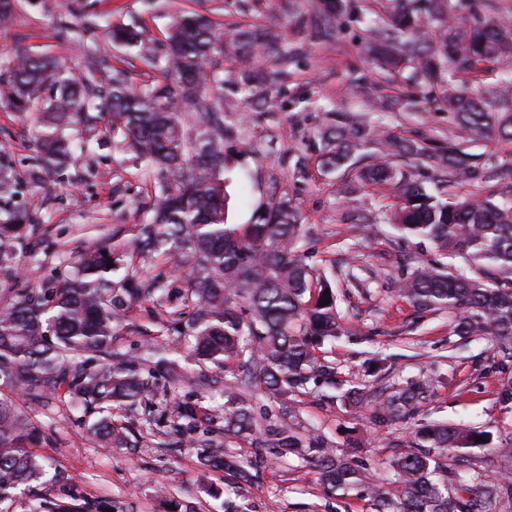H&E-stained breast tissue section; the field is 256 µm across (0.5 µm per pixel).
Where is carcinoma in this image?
<instances>
[{
	"label": "carcinoma",
	"instance_id": "1",
	"mask_svg": "<svg viewBox=\"0 0 512 512\" xmlns=\"http://www.w3.org/2000/svg\"><path fill=\"white\" fill-rule=\"evenodd\" d=\"M414 2L396 0L378 54L389 71L414 65L425 95L442 101L464 139L433 153L424 140L399 142L376 126L337 113L336 123L320 131L321 162L343 170L345 177L353 173L371 185L396 189L390 219L397 228L463 261L460 270L414 267L399 288L401 295L421 310L453 312L459 336L511 343L512 188L503 197L497 190L461 197L458 189L491 178L490 157L470 152V143L487 137L512 143V94L500 93L499 107L490 109L478 79L488 67L512 61V37H506L501 22L512 9L504 6L506 0H428V11L441 25L431 41L422 38ZM325 6L317 34L329 39L348 4L325 0ZM99 30L93 18L77 28L59 22L58 36L83 45L79 78L57 58L26 53L15 55L0 72V103L32 120L34 152L23 176L0 156V211L7 214L0 221V268L13 267L17 245L30 242L37 225L16 202L19 187L41 185L44 174L67 168L75 154L74 131L88 144L122 145L152 184L150 217L135 225L130 240L113 231L112 243L78 253L53 279L0 306V388L36 403L64 399L95 417L88 428L94 441L128 447L132 428L121 420V412L149 404L150 379L162 372L172 378L179 367L164 345L127 350L116 344L123 332L151 335L128 318L145 301L151 303L160 332L192 337L185 360L224 372L225 436L266 448L277 459L316 456L324 487L364 489L372 512H482L512 494V481L497 479L484 484L482 501L460 495L468 482L479 479L469 473L470 460L462 449L492 447L486 430L437 422L424 426L413 450L391 460L400 485L394 494L334 455L324 439L295 432L279 414L265 411L257 425L255 407L238 394L243 383L280 403L312 380L336 388L334 367L315 355L341 333L332 283L300 254L304 230L290 200L273 202L255 224L225 222L221 24L198 11L180 16L159 48L144 49L157 76L139 87L130 84L127 70L114 67L112 57L98 50ZM106 34L119 44L142 42L134 25L110 26ZM232 40L249 51L259 43L273 52L278 34L239 31ZM451 69L469 77L471 93L448 87L444 75ZM424 166L439 171L448 192L432 193L413 178V171ZM42 244L38 239L32 249ZM145 264L158 273L139 272ZM120 269L124 275L113 279ZM169 270L185 272L178 292L167 281ZM88 354L101 356V366L73 362ZM424 393L423 385L407 383L374 407L375 419L383 423L413 410ZM43 434V426L0 395V503L25 488L37 501L32 512H110L114 505L109 501L42 494L50 480L31 446ZM479 437L485 442H477ZM197 446L201 464L252 483V474L224 453L223 443L201 438ZM431 448L454 452L453 479Z\"/></svg>",
	"mask_w": 512,
	"mask_h": 512
}]
</instances>
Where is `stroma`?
I'll return each instance as SVG.
<instances>
[{"label":"stroma","mask_w":512,"mask_h":512,"mask_svg":"<svg viewBox=\"0 0 512 512\" xmlns=\"http://www.w3.org/2000/svg\"><path fill=\"white\" fill-rule=\"evenodd\" d=\"M387 0H365L363 20L342 17L337 37L313 36L323 0H19L0 27V69L14 54L60 57L74 73L83 70V51L57 35L59 21L79 24L85 12L100 24L136 25L147 41L164 38L177 18L201 11L225 28L281 32L277 55L288 64L281 77L267 81L273 66L266 52L224 54V113L233 125L226 143L224 176L227 221L254 223L279 198L297 206L309 228L307 248L313 267L336 287L342 336L325 342L319 359L331 363L342 388L368 396L364 407L344 405L334 389L309 383L289 402L290 426L321 436L338 456L366 468L390 491H397L389 462L394 445H409L417 430L448 422L490 431L494 443L512 441V411L498 403L503 378L512 376V358L483 340L455 332L449 311H418L398 291L417 265L437 261L436 249L418 238H402L386 218L395 192L326 172L320 165V131L331 110L365 120H381L391 136L427 138L447 145L458 129L439 103H426L413 68L383 75L369 47L386 27ZM261 82L266 105L254 109L240 83L242 74ZM30 123L0 104V154L27 171L33 152ZM148 184L118 147L100 148L80 158L65 175L48 174L44 186H22L18 203L37 213L43 238L56 257L41 259L18 252V266L0 269V301L49 278L60 259L108 242L114 225L133 229L148 203ZM384 359L373 371V354ZM424 384L415 410L382 424L373 406L404 387ZM16 404L45 426L36 451L46 464L65 472L66 481L49 485L52 496L69 493L112 502L119 512H370V502L355 490L328 492L313 460L275 459L250 445L224 437V381L182 371L177 384L159 380L155 413L173 419L182 405L201 406L212 418L209 435L223 440L254 480L234 486L227 473L204 467L186 432L177 448L157 447L150 436L131 448L99 446L86 437V420L60 401L41 407L22 394Z\"/></svg>","instance_id":"obj_1"}]
</instances>
